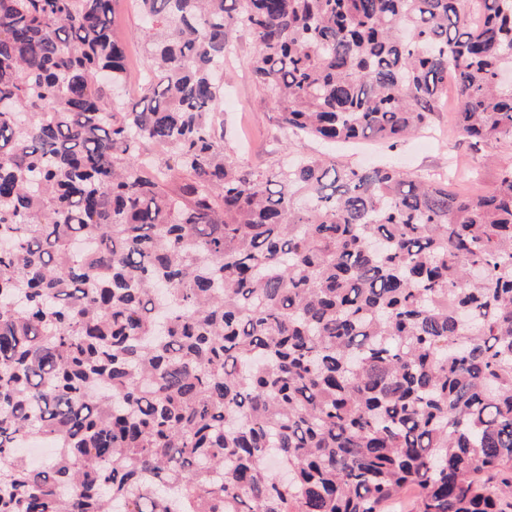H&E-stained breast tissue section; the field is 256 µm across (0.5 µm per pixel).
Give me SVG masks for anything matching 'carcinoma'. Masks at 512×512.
Returning a JSON list of instances; mask_svg holds the SVG:
<instances>
[{
  "label": "carcinoma",
  "mask_w": 512,
  "mask_h": 512,
  "mask_svg": "<svg viewBox=\"0 0 512 512\" xmlns=\"http://www.w3.org/2000/svg\"><path fill=\"white\" fill-rule=\"evenodd\" d=\"M0 0V512H512V164L392 147L457 84L512 148V0ZM288 138L217 128L232 33ZM55 453L39 466L22 442ZM128 1L123 0L119 2L118 31L126 39L130 48V67L127 73V82L132 99L137 100L139 97V74L140 71L145 72L148 59L144 55L143 50L146 41L145 33L140 26L138 18L130 8ZM455 91L448 85L446 109L439 112L436 122L430 128L419 132L412 139L398 143L393 149L388 145L361 143L356 146L336 148V159L353 164H371L380 160L395 159L409 171L431 174L453 173L449 170L451 160L471 162L472 166L482 174L481 184L487 187L497 166L508 164L512 160V152L507 149L495 150L493 162H485L480 157H472L466 142L455 131L453 117L450 113L455 109ZM439 128L445 138H434L425 132ZM452 129V130H451ZM425 132V133H424Z\"/></svg>",
  "instance_id": "obj_1"
}]
</instances>
